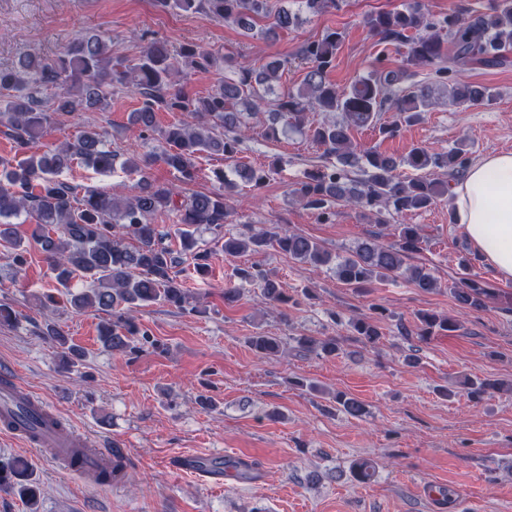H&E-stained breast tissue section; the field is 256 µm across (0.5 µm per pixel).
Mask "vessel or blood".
Returning <instances> with one entry per match:
<instances>
[{"label": "vessel or blood", "instance_id": "b4317fda", "mask_svg": "<svg viewBox=\"0 0 512 512\" xmlns=\"http://www.w3.org/2000/svg\"><path fill=\"white\" fill-rule=\"evenodd\" d=\"M4 385L0 386V432L21 437V430L8 426L7 421L19 407L36 405L46 415L47 421L38 436L31 439V446L48 451L51 459L65 465L75 463V475L85 484L97 485L100 472L112 461L110 450L101 448L99 442L73 426L65 425L55 409L37 396L11 373H4Z\"/></svg>", "mask_w": 512, "mask_h": 512}]
</instances>
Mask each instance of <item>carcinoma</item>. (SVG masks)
I'll return each instance as SVG.
<instances>
[{"label": "carcinoma", "mask_w": 512, "mask_h": 512, "mask_svg": "<svg viewBox=\"0 0 512 512\" xmlns=\"http://www.w3.org/2000/svg\"><path fill=\"white\" fill-rule=\"evenodd\" d=\"M164 10L204 12L218 20L245 24L262 18L268 26L266 37L276 30L298 24L300 15L286 7L275 8L271 0H155ZM304 11L322 15L339 5V0H301ZM365 26L378 46L371 68L347 88L329 79L342 34L327 31L321 39L303 43L298 56L307 63L300 85L294 90L276 91L279 73L288 61H273L259 68L233 62L221 50L187 44L176 51L160 41L146 46L133 64L112 56V40L87 34L74 40L56 61L25 55L15 65L0 68V127L5 128L23 157L14 165L0 166V247L10 258L9 267L19 272L27 264L28 249L17 237L13 219L26 212L36 217V244L40 246L54 275L56 287L67 291V302L81 311L94 308L110 316L101 325L99 340L114 352L137 351L135 337L141 331L134 312L148 304H159L182 312H196L189 290L177 279L176 268L189 261L194 270L209 272L211 253L200 248L198 232L205 230L224 239V255L236 257L272 247L288 257L317 268L327 267L347 286L366 292L377 281L401 275L423 292L438 288L430 271L405 267L409 254L420 249L415 224H394L389 244L372 242L358 247L349 256L331 253L317 242L269 224L248 234L228 237L224 225L236 210L237 184L219 176L220 187L211 193L186 194L182 185L195 178L196 159L203 153L221 155L232 162L254 124H266L268 138H276L287 128L304 130L322 150L324 164L305 172L295 190L304 206L323 223L336 216L334 205L344 202L387 225L390 218L424 211L449 191V184L434 177L441 171L453 180L462 178L471 165V152L463 142L444 153H434L417 145L396 159L378 146L354 144L352 132L364 128L378 131L379 137L393 139L402 129L422 119L429 106L431 90L415 82L419 71L428 69L436 82L448 89L458 103L484 104L495 98L492 88L450 82L454 68L477 64L497 66L508 62L512 53V0H491L485 10L470 3L456 4L448 14L434 17L425 0H407L400 9L374 12ZM401 54L392 66L389 52ZM227 65L224 81L204 96L191 97L175 81L187 66L206 71L218 62ZM133 89L140 107L131 113V122L141 139L163 144L158 154H124L112 149L96 127H82L75 136L53 149L39 148L55 114L74 116L86 110L107 111L112 95L122 88ZM180 112L182 118L160 126L159 111ZM394 119L381 122L382 114ZM161 161L181 174V184H159L142 177L137 192L129 197L107 191L75 188L55 175L80 162L101 173H109L116 163L143 172ZM412 171L401 175L398 169ZM161 215L175 222L167 230L154 223ZM132 238L137 245L128 247ZM239 279L258 286L266 300L286 304L291 297L277 280L252 267L238 268ZM463 308L479 309L493 296L477 277H463L452 288ZM417 335L428 339L457 328L452 319L433 312L418 316ZM353 335L367 343L381 336L379 320L354 318L349 322ZM43 335L52 343L67 346L64 362L74 367L84 357L83 350L67 344L62 330L46 325ZM298 348L319 357L333 356L339 341L330 337L297 336ZM277 336L258 333L249 337L250 348L265 358L281 354ZM468 393L475 401L487 394L512 389L499 380H468ZM336 403L352 417L365 413L364 405L344 394ZM0 491L18 492L28 505L36 503L38 483L27 464L15 460L0 465Z\"/></svg>", "instance_id": "1"}]
</instances>
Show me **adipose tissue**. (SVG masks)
Here are the masks:
<instances>
[{
    "mask_svg": "<svg viewBox=\"0 0 512 512\" xmlns=\"http://www.w3.org/2000/svg\"><path fill=\"white\" fill-rule=\"evenodd\" d=\"M453 215L499 278L512 280V152L469 167L454 188Z\"/></svg>",
    "mask_w": 512,
    "mask_h": 512,
    "instance_id": "1",
    "label": "adipose tissue"
}]
</instances>
